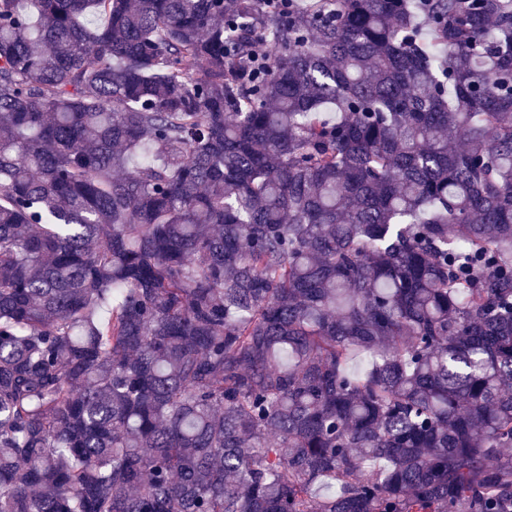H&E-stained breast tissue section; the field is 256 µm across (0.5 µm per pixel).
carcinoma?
I'll return each instance as SVG.
<instances>
[{
    "instance_id": "obj_1",
    "label": "carcinoma",
    "mask_w": 512,
    "mask_h": 512,
    "mask_svg": "<svg viewBox=\"0 0 512 512\" xmlns=\"http://www.w3.org/2000/svg\"><path fill=\"white\" fill-rule=\"evenodd\" d=\"M510 448L512 0H0V512H512Z\"/></svg>"
}]
</instances>
